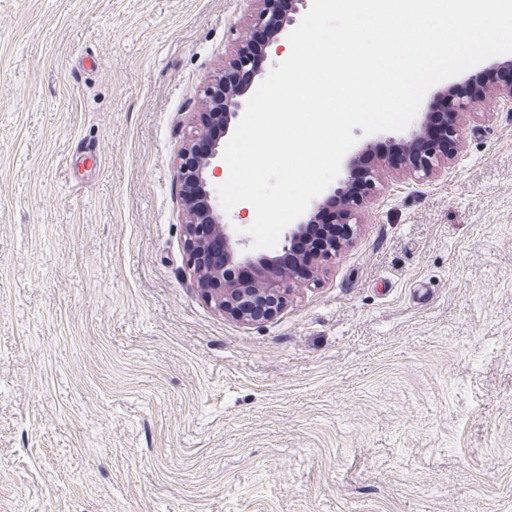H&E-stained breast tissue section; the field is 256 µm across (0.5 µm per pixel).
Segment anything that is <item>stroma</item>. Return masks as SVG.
<instances>
[{
    "label": "stroma",
    "instance_id": "1",
    "mask_svg": "<svg viewBox=\"0 0 512 512\" xmlns=\"http://www.w3.org/2000/svg\"><path fill=\"white\" fill-rule=\"evenodd\" d=\"M257 8L0 0V512H512V109L224 316L177 171Z\"/></svg>",
    "mask_w": 512,
    "mask_h": 512
}]
</instances>
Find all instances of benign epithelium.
<instances>
[{
    "instance_id": "obj_1",
    "label": "benign epithelium",
    "mask_w": 512,
    "mask_h": 512,
    "mask_svg": "<svg viewBox=\"0 0 512 512\" xmlns=\"http://www.w3.org/2000/svg\"><path fill=\"white\" fill-rule=\"evenodd\" d=\"M262 7L256 13L249 28L238 34L239 44L236 57L229 62L224 72L247 66L252 57H260V65L268 60V50L280 41L286 27L295 22V16L307 0H289L288 13L281 14L278 4L281 0H259ZM505 78L495 87L481 84L469 93L460 92L461 82L453 81L435 93L448 107V127L439 143L426 152L419 153L415 146L424 140L429 129V113L421 114L420 121L408 137L395 141L394 148L405 154L402 168L419 179H429L438 174L448 160L462 151L459 133L461 116L472 111L488 96H495L512 103V59L506 58L492 64ZM249 86L232 87L224 77L214 80L205 90V112L203 123L183 151L179 164V179L182 187L183 205L186 212L185 255L187 266L194 271L196 288L205 301L220 313L237 320L253 321L271 318L283 306L289 286L313 280L319 265L331 257L339 246L334 240L331 245L306 260L303 271L284 269L279 256L257 253L249 248L248 240L236 230V225L224 220V213L211 203L209 171L217 168L221 161L220 146L223 136L230 131L231 124L244 113ZM373 143H363L347 156L343 163L346 179H351L362 156L371 152ZM394 164L388 160L367 173L365 194L377 188L384 168ZM342 198L343 209L332 221L345 224L346 236L353 234L352 221L363 196H351L337 189ZM325 201L312 204L297 224L288 225L282 249L289 250L304 233L307 226L317 221ZM221 253L224 263L248 267L255 277L243 282L224 280V267L213 265V256Z\"/></svg>"
}]
</instances>
